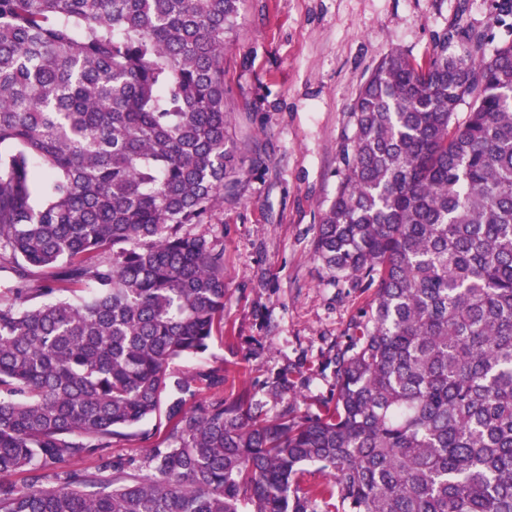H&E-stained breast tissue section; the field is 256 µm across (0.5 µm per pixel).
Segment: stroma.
<instances>
[{
    "mask_svg": "<svg viewBox=\"0 0 512 512\" xmlns=\"http://www.w3.org/2000/svg\"><path fill=\"white\" fill-rule=\"evenodd\" d=\"M493 0H240L224 48L231 133L245 171L242 198L212 223L195 225L224 250V331L175 373L243 368L224 394L257 391L268 415L281 405L262 385L289 368L301 411L320 412L335 393L326 363L345 345L369 291L331 281L313 256L323 211L336 193L338 151L361 84L392 49L417 61L457 17L512 41V24L491 25ZM238 353H230L226 336ZM149 442L111 440L78 461L95 471L120 460L148 474Z\"/></svg>",
    "mask_w": 512,
    "mask_h": 512,
    "instance_id": "stroma-1",
    "label": "stroma"
}]
</instances>
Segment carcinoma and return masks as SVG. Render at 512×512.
I'll return each mask as SVG.
<instances>
[{
	"label": "carcinoma",
	"mask_w": 512,
	"mask_h": 512,
	"mask_svg": "<svg viewBox=\"0 0 512 512\" xmlns=\"http://www.w3.org/2000/svg\"><path fill=\"white\" fill-rule=\"evenodd\" d=\"M238 10L0 0V512H512V42L460 20L422 64L389 51L349 112L313 254L374 293L333 408L188 405L227 381L171 365L224 327V249L188 226L241 198ZM266 388L285 401L288 369ZM153 417L149 475L72 468Z\"/></svg>",
	"instance_id": "carcinoma-1"
}]
</instances>
